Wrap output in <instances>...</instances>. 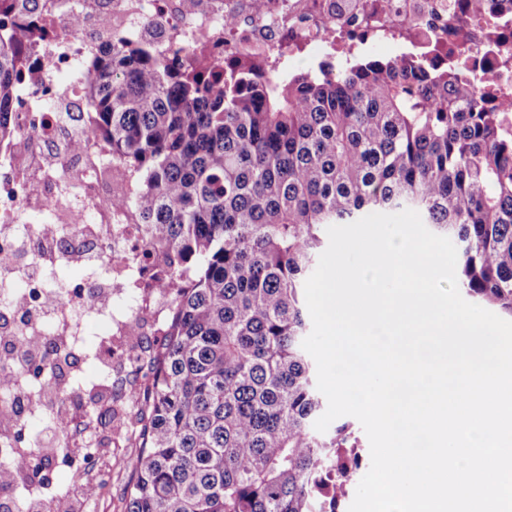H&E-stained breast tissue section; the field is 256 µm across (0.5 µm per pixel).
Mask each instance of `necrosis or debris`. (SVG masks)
Segmentation results:
<instances>
[{
	"mask_svg": "<svg viewBox=\"0 0 512 512\" xmlns=\"http://www.w3.org/2000/svg\"><path fill=\"white\" fill-rule=\"evenodd\" d=\"M446 0H264L255 12L252 0H79L81 29L61 33L66 0H41L38 35L22 46L24 66L13 119L19 134L0 143V268L21 271L29 315L0 308V334L22 326H46L54 310L65 323L68 343L80 347L81 320L94 317L118 341L107 352L92 351L88 362L101 376L113 363L142 364L139 349L123 336H144L166 296L155 287L160 258L146 243L122 202L134 183L118 175L107 159L112 147L93 132L85 96L87 59L112 48V27L121 22L127 35L155 33L159 49L188 48L185 64L217 63L227 57L277 60L312 48L334 46L343 53L358 46H391L439 64L455 66L464 80L493 75V102L512 100V18L501 10H461L448 15ZM339 15L330 27V15ZM93 36H84V28ZM68 72L73 80L60 88L52 76ZM28 211L49 213L51 225L18 230ZM79 234H72V227ZM70 239L56 251L55 263L81 262L95 273L80 295L46 289L42 245Z\"/></svg>",
	"mask_w": 512,
	"mask_h": 512,
	"instance_id": "necrosis-or-debris-1",
	"label": "necrosis or debris"
}]
</instances>
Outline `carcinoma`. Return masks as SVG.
Instances as JSON below:
<instances>
[{
    "label": "carcinoma",
    "instance_id": "obj_1",
    "mask_svg": "<svg viewBox=\"0 0 512 512\" xmlns=\"http://www.w3.org/2000/svg\"><path fill=\"white\" fill-rule=\"evenodd\" d=\"M38 8L0 0L17 24L0 34V141ZM183 52L118 33L87 64L94 129L135 179L126 207L162 250L170 304L126 512H314L357 447L347 425L314 428L319 226L413 209L457 241L461 288L512 316V137L490 91L418 57L267 77L244 57L188 69Z\"/></svg>",
    "mask_w": 512,
    "mask_h": 512
}]
</instances>
